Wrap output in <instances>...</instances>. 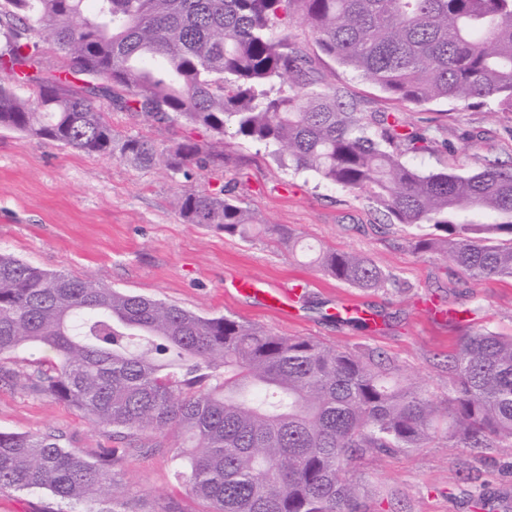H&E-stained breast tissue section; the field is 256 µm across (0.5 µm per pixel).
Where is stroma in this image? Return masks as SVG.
<instances>
[{"label":"stroma","mask_w":512,"mask_h":512,"mask_svg":"<svg viewBox=\"0 0 512 512\" xmlns=\"http://www.w3.org/2000/svg\"><path fill=\"white\" fill-rule=\"evenodd\" d=\"M290 30L307 46L314 67L363 111L401 113L413 130L439 128L434 148L408 154L410 164L427 172L458 165L474 172L487 157L512 161V115L457 102L397 103L322 55L304 26L295 22ZM228 154L223 168L187 180L162 166L135 170L115 157L0 130V251L204 316L255 323L279 336L381 352L438 402L447 393L448 351L463 325L512 336V279L463 277L440 253L417 251L418 227L390 223L366 193L278 165L258 144L236 139ZM222 184L257 215L266 233L244 240L184 223L176 196L189 187ZM277 225L366 256L390 274V284L365 291L324 276L278 241ZM237 276L262 287L299 284L305 295L285 318L238 295L231 286ZM348 301L373 314L374 323L338 319L337 307ZM49 356L42 348L0 364L16 374L0 380V430L51 432L62 446L88 455L110 446L111 429L23 381L22 372ZM117 471L130 512H163L171 504L180 512H206V504L175 478L168 454L134 447ZM350 474L362 488L361 512H472V495L512 496V450L457 448L443 440L416 451L366 455Z\"/></svg>","instance_id":"obj_1"}]
</instances>
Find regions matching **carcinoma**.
<instances>
[{
	"mask_svg": "<svg viewBox=\"0 0 512 512\" xmlns=\"http://www.w3.org/2000/svg\"><path fill=\"white\" fill-rule=\"evenodd\" d=\"M295 20L323 55L399 103L512 113V0H0V130L187 178L224 164L231 128L282 166L366 191L399 224L428 226L414 248H444L463 275L512 278V165L486 160L461 174L408 164L436 142L433 130L408 132L397 113L361 112L340 87L319 88L289 32ZM47 41L54 69L43 63ZM114 110L189 133L164 147L121 137ZM176 207L187 224L243 239L258 227L222 185L186 189ZM276 232L339 283L375 291L389 280L362 255ZM39 346L54 358L22 374L30 387L115 440L153 441L207 512H360L348 472L368 453L439 439L512 447V336L486 329H468L448 354L438 406L372 350L202 316L0 251V361ZM171 436L181 443L164 446ZM124 454L0 431V493L47 491L57 512H127L113 470Z\"/></svg>",
	"mask_w": 512,
	"mask_h": 512,
	"instance_id": "carcinoma-1",
	"label": "carcinoma"
}]
</instances>
